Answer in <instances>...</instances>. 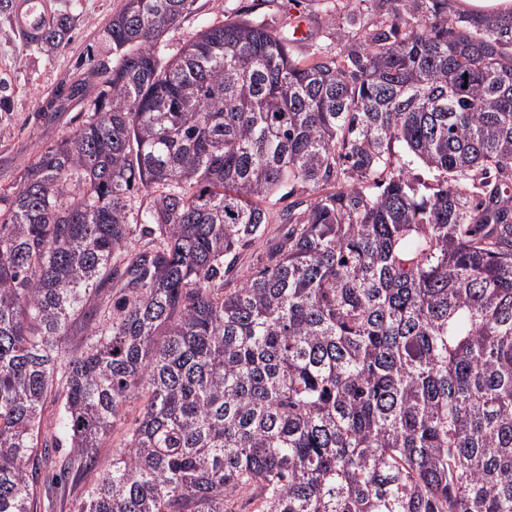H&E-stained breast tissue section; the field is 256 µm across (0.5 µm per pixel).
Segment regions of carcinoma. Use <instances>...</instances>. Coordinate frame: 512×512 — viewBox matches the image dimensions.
<instances>
[{"instance_id":"obj_1","label":"carcinoma","mask_w":512,"mask_h":512,"mask_svg":"<svg viewBox=\"0 0 512 512\" xmlns=\"http://www.w3.org/2000/svg\"><path fill=\"white\" fill-rule=\"evenodd\" d=\"M193 2L121 0L87 119L0 207V512H56L62 443L77 512H512V13L367 0L309 60L259 18L169 57Z\"/></svg>"}]
</instances>
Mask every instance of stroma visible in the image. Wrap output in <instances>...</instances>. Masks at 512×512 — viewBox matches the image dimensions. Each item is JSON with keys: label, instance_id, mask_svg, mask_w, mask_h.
Listing matches in <instances>:
<instances>
[{"label": "stroma", "instance_id": "stroma-1", "mask_svg": "<svg viewBox=\"0 0 512 512\" xmlns=\"http://www.w3.org/2000/svg\"><path fill=\"white\" fill-rule=\"evenodd\" d=\"M118 5L119 0H56L57 15H75L77 27L68 45L50 56L29 47L10 23L0 19V83H5L10 99L9 111H0L1 194L15 192L22 171L39 149L71 134L86 120L81 100L64 102L51 116L41 108L60 87L86 79L89 68L81 62L86 53L98 59L109 56L103 28ZM239 15L263 16L277 25L305 24L310 36L295 48L300 57L333 35L317 0H194L181 22L166 31L167 54H177L204 27Z\"/></svg>", "mask_w": 512, "mask_h": 512}]
</instances>
